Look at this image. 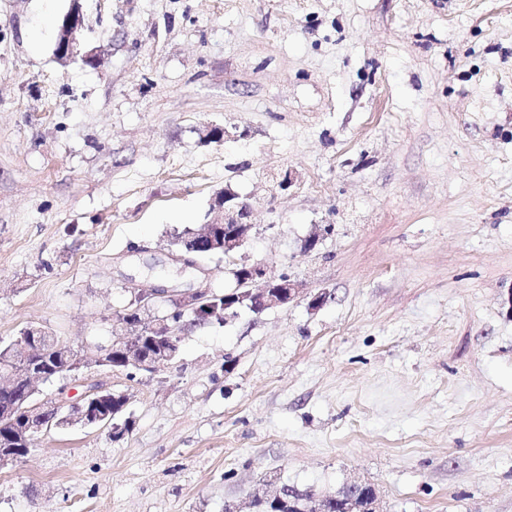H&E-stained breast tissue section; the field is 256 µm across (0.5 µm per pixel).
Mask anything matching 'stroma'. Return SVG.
Listing matches in <instances>:
<instances>
[{
	"instance_id": "1",
	"label": "stroma",
	"mask_w": 512,
	"mask_h": 512,
	"mask_svg": "<svg viewBox=\"0 0 512 512\" xmlns=\"http://www.w3.org/2000/svg\"><path fill=\"white\" fill-rule=\"evenodd\" d=\"M81 3L95 61L64 66L72 0H0V340L93 357L132 289L234 287L223 257L170 258L225 190L252 211L239 260L302 293L102 373L132 432L39 436L0 512H247L352 480L382 512H512V0Z\"/></svg>"
}]
</instances>
